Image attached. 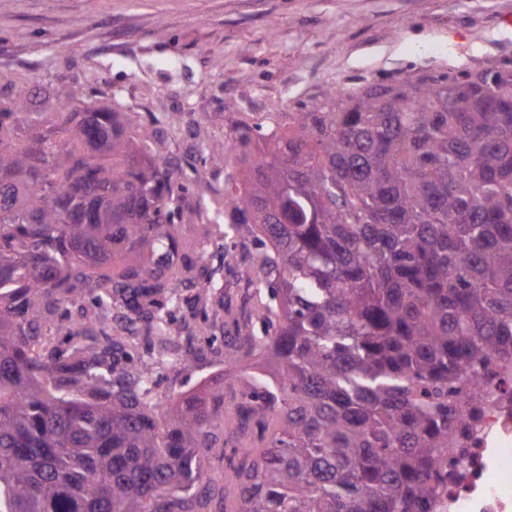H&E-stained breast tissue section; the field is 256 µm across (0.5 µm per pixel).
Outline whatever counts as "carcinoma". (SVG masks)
Here are the masks:
<instances>
[{
  "instance_id": "obj_1",
  "label": "carcinoma",
  "mask_w": 512,
  "mask_h": 512,
  "mask_svg": "<svg viewBox=\"0 0 512 512\" xmlns=\"http://www.w3.org/2000/svg\"><path fill=\"white\" fill-rule=\"evenodd\" d=\"M0 86V512H430L473 394L512 364V73L334 90L212 159L266 267L241 376L163 422L187 248L156 133L75 86ZM136 315L142 351L114 341ZM245 452H239V449Z\"/></svg>"
}]
</instances>
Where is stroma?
<instances>
[{
	"label": "stroma",
	"instance_id": "obj_1",
	"mask_svg": "<svg viewBox=\"0 0 512 512\" xmlns=\"http://www.w3.org/2000/svg\"><path fill=\"white\" fill-rule=\"evenodd\" d=\"M508 16L512 0H0V81L132 111L173 175L176 223L220 224L231 167L205 141L271 130L333 88L512 70ZM229 371L169 368L165 408Z\"/></svg>",
	"mask_w": 512,
	"mask_h": 512
}]
</instances>
